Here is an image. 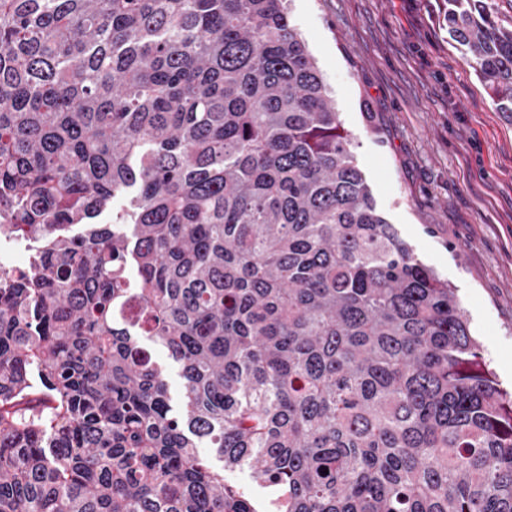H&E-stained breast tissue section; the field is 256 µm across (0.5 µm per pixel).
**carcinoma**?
<instances>
[{"label":"carcinoma","instance_id":"obj_1","mask_svg":"<svg viewBox=\"0 0 512 512\" xmlns=\"http://www.w3.org/2000/svg\"><path fill=\"white\" fill-rule=\"evenodd\" d=\"M447 21L512 115V28ZM0 238V512H255L236 468L274 512H512V397L286 0H0ZM225 480L239 489L252 502L254 509L259 512L263 510L264 498L260 486L254 484L246 469H234L224 472Z\"/></svg>","mask_w":512,"mask_h":512}]
</instances>
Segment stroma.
Returning <instances> with one entry per match:
<instances>
[{
  "label": "stroma",
  "instance_id": "1",
  "mask_svg": "<svg viewBox=\"0 0 512 512\" xmlns=\"http://www.w3.org/2000/svg\"><path fill=\"white\" fill-rule=\"evenodd\" d=\"M448 0H291L378 211L456 288L512 393V116L448 32Z\"/></svg>",
  "mask_w": 512,
  "mask_h": 512
}]
</instances>
